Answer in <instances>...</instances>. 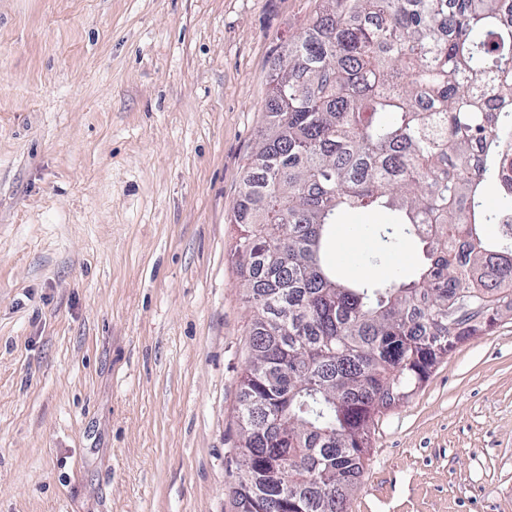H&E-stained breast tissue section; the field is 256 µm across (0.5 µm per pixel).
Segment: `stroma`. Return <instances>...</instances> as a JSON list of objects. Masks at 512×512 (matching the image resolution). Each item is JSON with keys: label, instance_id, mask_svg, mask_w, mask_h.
<instances>
[{"label": "stroma", "instance_id": "stroma-1", "mask_svg": "<svg viewBox=\"0 0 512 512\" xmlns=\"http://www.w3.org/2000/svg\"><path fill=\"white\" fill-rule=\"evenodd\" d=\"M318 0H0V512H234L231 217ZM347 512H512V312L384 410Z\"/></svg>", "mask_w": 512, "mask_h": 512}]
</instances>
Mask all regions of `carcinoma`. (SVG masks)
<instances>
[{"mask_svg": "<svg viewBox=\"0 0 512 512\" xmlns=\"http://www.w3.org/2000/svg\"><path fill=\"white\" fill-rule=\"evenodd\" d=\"M512 0H319L275 67L234 255L253 309L236 512H345L381 410L512 311ZM493 77L499 104L477 91ZM505 193L494 209L484 189ZM367 262L423 244L416 278L345 282L323 261L350 212ZM499 234L490 237L486 226ZM462 295L482 320L448 327Z\"/></svg>", "mask_w": 512, "mask_h": 512, "instance_id": "obj_1", "label": "carcinoma"}]
</instances>
